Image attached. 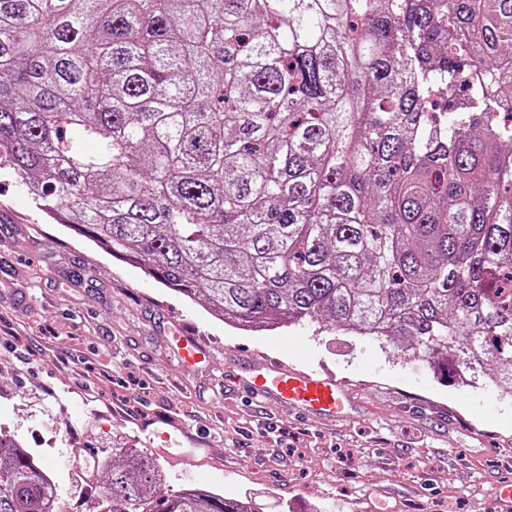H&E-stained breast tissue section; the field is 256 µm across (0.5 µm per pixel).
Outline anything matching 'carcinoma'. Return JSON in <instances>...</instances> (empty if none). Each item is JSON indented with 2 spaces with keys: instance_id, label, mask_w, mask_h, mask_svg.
I'll use <instances>...</instances> for the list:
<instances>
[{
  "instance_id": "obj_1",
  "label": "carcinoma",
  "mask_w": 512,
  "mask_h": 512,
  "mask_svg": "<svg viewBox=\"0 0 512 512\" xmlns=\"http://www.w3.org/2000/svg\"><path fill=\"white\" fill-rule=\"evenodd\" d=\"M512 0H0V162L244 330L512 396ZM109 512H260L112 453ZM57 485L0 433V512Z\"/></svg>"
}]
</instances>
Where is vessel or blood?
I'll list each match as a JSON object with an SVG mask.
<instances>
[{"label": "vessel or blood", "mask_w": 512, "mask_h": 512, "mask_svg": "<svg viewBox=\"0 0 512 512\" xmlns=\"http://www.w3.org/2000/svg\"><path fill=\"white\" fill-rule=\"evenodd\" d=\"M252 398L274 399L301 410L306 416L339 418L346 395L340 382L268 364L258 367L244 381Z\"/></svg>", "instance_id": "1"}]
</instances>
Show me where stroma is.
Returning a JSON list of instances; mask_svg holds the SVG:
<instances>
[{
  "label": "stroma",
  "instance_id": "stroma-1",
  "mask_svg": "<svg viewBox=\"0 0 512 512\" xmlns=\"http://www.w3.org/2000/svg\"><path fill=\"white\" fill-rule=\"evenodd\" d=\"M212 358L183 366L185 337ZM273 362L343 379L338 420L238 386ZM0 427L95 512L77 457L137 448L166 492L193 484L262 512H498L512 478V401L449 383L391 347L311 323L249 332L49 220L0 167Z\"/></svg>",
  "mask_w": 512,
  "mask_h": 512
}]
</instances>
